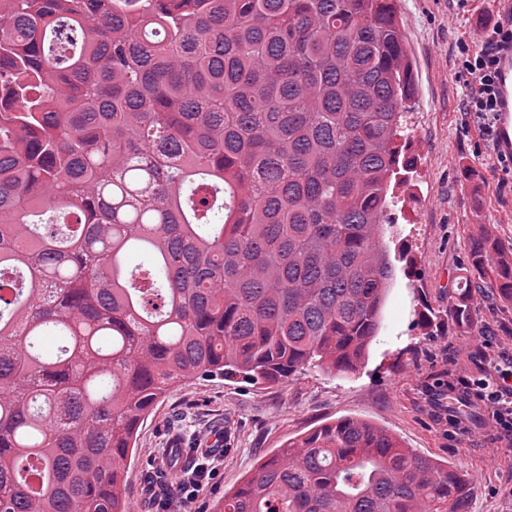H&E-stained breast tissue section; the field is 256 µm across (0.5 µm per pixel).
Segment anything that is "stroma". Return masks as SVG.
Wrapping results in <instances>:
<instances>
[{
  "mask_svg": "<svg viewBox=\"0 0 512 512\" xmlns=\"http://www.w3.org/2000/svg\"><path fill=\"white\" fill-rule=\"evenodd\" d=\"M396 8L414 67L408 128L420 164L395 187L394 221L379 238L397 259L396 277L365 361L348 375L310 367L272 388L220 375L173 387L138 429L127 463L129 512H158L170 495L175 480L157 476L153 461L175 437L212 470L192 512H217L225 494L289 440L343 417L381 427L464 474L470 512H512V447L496 441L479 403L448 397L481 355L512 354V301L490 284L472 280L471 322L448 314L470 236L486 227L512 243V159L464 111L458 68L462 47L477 50L476 32L511 15L512 0H397Z\"/></svg>",
  "mask_w": 512,
  "mask_h": 512,
  "instance_id": "obj_1",
  "label": "stroma"
}]
</instances>
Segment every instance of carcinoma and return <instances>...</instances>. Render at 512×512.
I'll return each mask as SVG.
<instances>
[{
	"instance_id": "cac0c4a2",
	"label": "carcinoma",
	"mask_w": 512,
	"mask_h": 512,
	"mask_svg": "<svg viewBox=\"0 0 512 512\" xmlns=\"http://www.w3.org/2000/svg\"><path fill=\"white\" fill-rule=\"evenodd\" d=\"M414 95L395 0H0V512H127L138 428L180 382L360 367ZM468 261L512 300V249L483 232ZM448 310L471 320L469 284ZM469 499L344 417L220 512Z\"/></svg>"
}]
</instances>
